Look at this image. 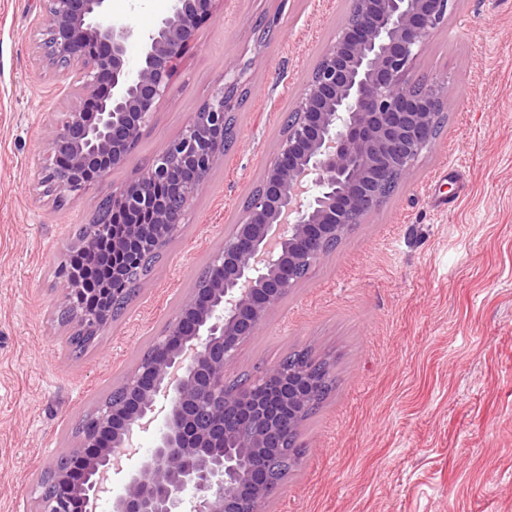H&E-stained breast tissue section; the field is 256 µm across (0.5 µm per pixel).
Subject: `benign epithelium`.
<instances>
[{"label": "benign epithelium", "instance_id": "obj_1", "mask_svg": "<svg viewBox=\"0 0 512 512\" xmlns=\"http://www.w3.org/2000/svg\"><path fill=\"white\" fill-rule=\"evenodd\" d=\"M46 2L39 56L70 74L68 94L80 106L50 122L48 153L33 163V181L46 192L81 196L133 152L217 0H171L145 34L112 22L110 0ZM451 4L353 0L351 16L287 113L288 132L260 187L151 354L120 382V396L101 404L79 441L57 457L38 512H92L112 474L124 470L112 512H262L268 478L258 461L281 447V411H302L315 398V383L279 363L230 391L226 370L298 283L297 273L380 207L393 180L405 178L434 145L448 87L435 79L418 90L411 73ZM132 40L141 45L134 66L126 55ZM242 77L225 82L137 177L100 198L121 201L130 214L149 213L153 223L128 224L112 237L103 222L78 242L86 266L110 277L94 308L79 305L77 274L65 279L73 332L97 336L112 321L121 296L111 282L143 287L142 263L178 234L205 185L196 174L224 156L218 135ZM270 377L282 385L267 393ZM241 427L247 433L237 447L250 449V466L229 447ZM148 431L153 448L139 466L124 468L135 435Z\"/></svg>", "mask_w": 512, "mask_h": 512}]
</instances>
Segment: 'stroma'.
<instances>
[{
	"label": "stroma",
	"instance_id": "1",
	"mask_svg": "<svg viewBox=\"0 0 512 512\" xmlns=\"http://www.w3.org/2000/svg\"><path fill=\"white\" fill-rule=\"evenodd\" d=\"M170 0H111L148 31ZM352 0H217L173 91L126 162L80 197L37 188L63 71L41 61L43 0H0V512H35L41 475L164 331L285 136L284 115ZM272 21L257 42L253 23ZM246 67L235 139L144 290L82 355L57 321L55 271L98 199ZM452 103L433 148L387 202L310 268L238 350L228 379L289 352L329 358L337 387L305 423L298 470L264 512H512V0H456L414 64Z\"/></svg>",
	"mask_w": 512,
	"mask_h": 512
}]
</instances>
